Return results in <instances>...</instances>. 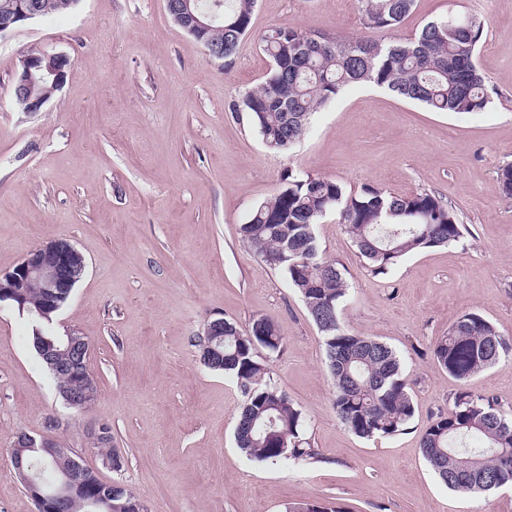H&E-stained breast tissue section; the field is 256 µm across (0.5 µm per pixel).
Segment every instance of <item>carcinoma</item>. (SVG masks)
<instances>
[{"instance_id":"obj_1","label":"carcinoma","mask_w":512,"mask_h":512,"mask_svg":"<svg viewBox=\"0 0 512 512\" xmlns=\"http://www.w3.org/2000/svg\"><path fill=\"white\" fill-rule=\"evenodd\" d=\"M42 16L71 11L67 0H38ZM364 28L393 32L415 0H358ZM216 20L206 37L224 44L230 59L249 31L255 0H197ZM483 23L448 13L427 22L410 40L315 39L290 24L269 31L264 51L271 59L265 81L242 97L264 146L290 149L307 132L314 114L353 83H370L435 112H482L491 95L480 72L476 47ZM502 193L512 198V164L497 171ZM334 213L376 275L387 274L406 256L458 242L465 226L441 197L422 190L395 196L375 188L348 191L336 179L288 172L281 186L255 207L240 226L250 243L289 284L320 331L333 384V407L342 424L360 438L388 437L414 415L397 351L370 336L345 329L339 318L348 284L337 263L322 256L315 225ZM264 321L267 336L255 335ZM254 319L245 332L224 320V358L206 367L231 376L243 403L234 431L245 456L273 464L284 459L319 460L301 437L303 417L293 400L272 382L266 359L283 341L273 319ZM437 363L460 383L448 414L423 433L422 452L437 480L458 492H486L512 485V417L493 398L468 391L476 373L512 355V338L501 336L477 313H465L433 344ZM32 470L58 482L67 461L24 451Z\"/></svg>"}]
</instances>
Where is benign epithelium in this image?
Here are the masks:
<instances>
[{
    "label": "benign epithelium",
    "mask_w": 512,
    "mask_h": 512,
    "mask_svg": "<svg viewBox=\"0 0 512 512\" xmlns=\"http://www.w3.org/2000/svg\"><path fill=\"white\" fill-rule=\"evenodd\" d=\"M170 14L180 28L197 39L213 23L212 17L192 11L191 0H182L170 10ZM39 17L40 12L34 0H16L10 10L0 17V35ZM70 65V58L63 53L35 50L25 55L14 77V94L23 103V111H40L51 99V95L40 93L41 85L49 83L54 93L61 90ZM85 268L84 257L72 243L66 239H51L30 250L12 271L0 274V303L7 302L19 312H24L23 289L35 283L44 291L38 314L49 321L51 315L60 310L62 299L76 286ZM64 336V347L60 348L48 340L38 348V352L55 373L72 380L73 388L62 393L63 399L70 407L84 411L97 399L96 381L84 369L87 341L68 328L64 330ZM109 444V424L105 421L95 423L89 433L90 447L95 449ZM17 446L40 448L55 459L64 457L70 462L67 480L60 482L55 490L45 491L41 480L26 473L23 458H15L14 465L22 477L24 489L35 496L41 509L55 512L58 499L72 490L86 491V484L79 477L83 470L79 462L80 455L55 436L48 433L38 436L22 434L17 437Z\"/></svg>",
    "instance_id": "obj_1"
}]
</instances>
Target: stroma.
<instances>
[{
    "instance_id": "obj_1",
    "label": "stroma",
    "mask_w": 512,
    "mask_h": 512,
    "mask_svg": "<svg viewBox=\"0 0 512 512\" xmlns=\"http://www.w3.org/2000/svg\"><path fill=\"white\" fill-rule=\"evenodd\" d=\"M450 11L484 23L485 111L433 112L354 83L286 152L266 149L248 113L234 109L270 68L261 40L284 23L332 39L364 36L357 0H256L229 62L211 59L165 0H78L69 13L0 36V273L48 240L75 245L86 270L54 326L87 340L98 387L90 410L68 408L28 344L27 318L0 306V512H38L11 450L51 419L65 446L103 482L139 495L147 512H286L301 501L343 512H512V487L451 491L421 448L459 388L433 358L436 339L469 312L512 337V199L497 180L512 163V0H415L395 35L414 37ZM34 49L64 53L71 66L63 88L28 113L13 84ZM288 172L352 190H428L465 226L458 243L407 256L385 275L371 272L336 214L316 227L349 285L342 324L402 358L415 413L398 435L367 440L343 426L320 331L284 274L238 233ZM262 316L283 338L270 375L301 410L319 461L243 456L233 437L242 395L200 360L195 339L208 322L245 330ZM468 388L512 411V356ZM99 420L125 458L120 471L87 447Z\"/></svg>"
}]
</instances>
